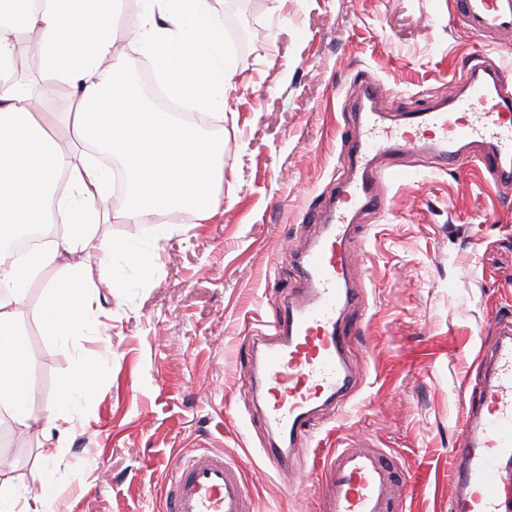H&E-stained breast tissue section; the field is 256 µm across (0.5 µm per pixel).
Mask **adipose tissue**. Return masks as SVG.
<instances>
[{"mask_svg":"<svg viewBox=\"0 0 512 512\" xmlns=\"http://www.w3.org/2000/svg\"><path fill=\"white\" fill-rule=\"evenodd\" d=\"M144 20L133 33L166 82L171 97L220 111L232 84L224 61V21L210 0H143ZM117 0H0V243L20 228L46 223L51 209L68 208L75 230L52 248L22 255L0 251V411L27 428L43 422L67 436L64 412L76 392L91 389L94 367L64 378L53 407L44 415L27 406L33 379L24 366L26 346L17 306L28 283L63 253L77 247L97 222L96 201L104 199L112 173L95 160L102 150L119 158L129 181L122 217L140 223L143 214H217L224 186V151L196 128L154 109L131 89L115 54L112 19ZM33 30L31 46L46 84L62 82L78 93L62 120L91 154L76 157L62 147L29 111V97L15 78L13 33ZM65 197H55L59 178ZM94 301L87 273L69 269L47 289L40 314L49 336L63 340L83 325ZM53 477L36 490L0 482V512H57Z\"/></svg>","mask_w":512,"mask_h":512,"instance_id":"ef3b65f1","label":"adipose tissue"}]
</instances>
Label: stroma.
<instances>
[{
	"mask_svg": "<svg viewBox=\"0 0 512 512\" xmlns=\"http://www.w3.org/2000/svg\"><path fill=\"white\" fill-rule=\"evenodd\" d=\"M211 3L248 34L246 49L224 42L235 75L223 116L197 110L196 128L224 143L220 212L128 224L106 201L108 222L30 281L20 310L29 408L47 412L61 378L84 365H96V381L69 406L64 441L44 424L0 419V480L33 489L52 472L59 512H164L170 463L208 448L244 462L254 512H317L313 456L355 438L406 473L403 512H448L481 351L493 319L512 316V186L487 182L473 158L446 168L399 151V168L418 179L382 184L392 209L364 220L350 245L361 300L342 318L357 330L347 358L358 383L343 408L316 413L284 468L265 453L275 435L253 386V340L274 338L284 297L305 284L294 256L321 234L347 174L360 81L377 84L392 113L417 112L446 103L476 55L498 56L512 83V39L472 36L452 0ZM106 237L150 252L151 267L118 254L100 268ZM66 264L92 270L97 324L61 344L40 307Z\"/></svg>",
	"mask_w": 512,
	"mask_h": 512,
	"instance_id": "obj_1",
	"label": "stroma"
}]
</instances>
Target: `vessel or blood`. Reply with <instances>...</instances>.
I'll return each mask as SVG.
<instances>
[{
	"instance_id": "vessel-or-blood-1",
	"label": "vessel or blood",
	"mask_w": 512,
	"mask_h": 512,
	"mask_svg": "<svg viewBox=\"0 0 512 512\" xmlns=\"http://www.w3.org/2000/svg\"><path fill=\"white\" fill-rule=\"evenodd\" d=\"M455 8L471 35L489 43L512 37V0H455ZM365 95L371 106L360 115L362 131L348 157L356 176L342 187L338 211L303 254L307 286L289 298L276 328L279 342L257 370L267 424L292 442L308 438L318 404L342 402L355 385L346 360L351 331L340 317L359 300L347 282L353 263L345 246L349 216L391 207L378 184L414 181L411 171L391 163L395 150L412 146L453 167L476 148L495 184L512 183V92L497 58L475 57L454 96L463 110L411 113L392 134L381 128L387 115L376 90L366 87ZM492 330L485 376L456 450L448 512H512V478L498 469L500 459L512 456V319L495 318ZM400 487L387 456L352 440L323 467L318 512H392ZM165 499L166 512H253L243 463L203 448L170 464Z\"/></svg>"
}]
</instances>
